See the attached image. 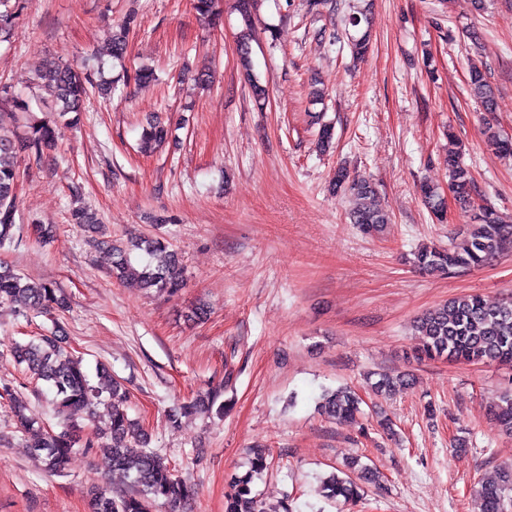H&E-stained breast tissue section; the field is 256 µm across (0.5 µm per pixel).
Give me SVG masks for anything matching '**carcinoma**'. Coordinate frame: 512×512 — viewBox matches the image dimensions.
Returning <instances> with one entry per match:
<instances>
[{
  "label": "carcinoma",
  "mask_w": 512,
  "mask_h": 512,
  "mask_svg": "<svg viewBox=\"0 0 512 512\" xmlns=\"http://www.w3.org/2000/svg\"><path fill=\"white\" fill-rule=\"evenodd\" d=\"M238 11L244 28L237 38L236 50L243 76L251 87L256 101L266 99L268 90L258 83L252 73L253 33L251 12L253 0H237ZM22 0H0V42L9 40L16 27ZM351 27L346 32L347 42L355 57L363 58L371 47V12L365 6L345 15ZM129 26L122 25L112 31L109 53L121 58L126 53ZM466 82L471 97L485 112L496 109L497 97L493 86L481 69H468ZM37 84L44 87L57 100V116L28 126L19 133L11 128L15 116L0 111V247L14 242L18 212V183L20 162L30 156L39 157L44 150L54 146L58 119L73 114V120L85 110V102L92 92L109 98L114 87L106 81H95L72 65L56 61L47 62L37 75ZM170 127L155 119L142 128L141 148L150 151L168 141ZM485 143L502 158L512 156V138L494 127L484 129ZM448 191L459 204L469 207L473 203L476 186L469 168L455 152L448 153ZM333 189L348 191L353 200L350 219L368 234L381 231L390 223V215L377 200V192L368 180L349 182L347 171L339 167L333 177ZM423 204L435 216L441 217L446 210L444 196L432 185L420 188ZM71 223L89 233H98L95 213L81 209L70 213ZM112 252V273L117 278L133 275L141 287L158 293H174L183 287V270L175 253L161 239H142L133 247L145 251L151 261L141 269L131 266L129 249L121 244L100 242ZM512 249V224L504 221L497 211L486 207L475 216L466 246L442 248L428 246L414 253L413 263L428 272L456 273L482 266ZM20 306L29 312L42 313L51 308L62 309L65 297L48 283H31L8 267H0V306ZM414 330L420 336L421 345L417 358H445L460 363H496L512 366V299L497 305L488 304L481 295L469 294L454 297L447 303L429 310L414 321ZM66 336L54 331L35 336L25 343L16 342L10 349L13 362L23 367L33 379L47 383L52 392L50 404L57 419L59 432H41L27 414L26 402L9 386L0 387V398L9 401L20 429L32 434L30 444L33 455L40 459L44 470L62 476L67 472L74 451L93 448L101 438L110 441L112 472L131 481L132 491L114 495L102 487L91 492L88 512H151L154 503L163 501L177 507L186 504L189 492L177 479L173 469L155 452L144 451L145 432L130 419L124 406L125 395L120 386L112 383H92L81 360L65 353ZM410 378L381 374L371 384L372 390L389 396L400 386L409 385ZM219 392L208 390L198 393L173 415L172 423L199 411L224 406L216 405ZM104 403L108 407L107 419L98 424L95 407ZM362 399L358 393L345 387L323 396L321 409L328 418L337 422H351L361 414ZM81 410L88 413L90 424L76 422L73 415ZM491 416L499 430L512 435V391L502 394L491 407ZM268 455L262 450L253 452L251 472L237 478L226 495L224 512H266L262 502L252 491V474L264 470ZM347 474L332 475L325 483L326 497L349 504L360 499L363 485H379V473L360 459L345 464ZM481 500V512H512V465L502 468L497 482L482 483L477 489Z\"/></svg>",
  "instance_id": "carcinoma-1"
}]
</instances>
